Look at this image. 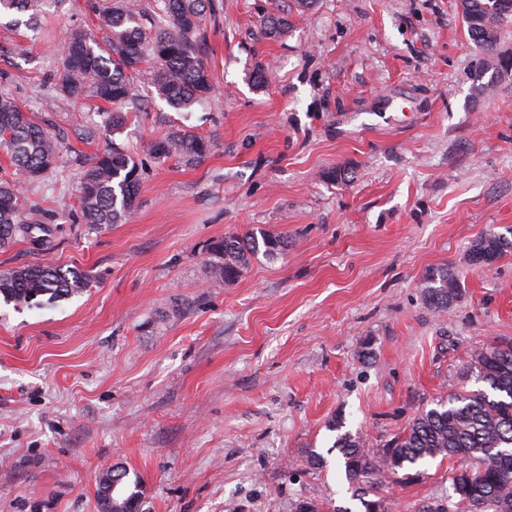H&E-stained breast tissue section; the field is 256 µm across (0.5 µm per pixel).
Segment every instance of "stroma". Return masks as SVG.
I'll return each mask as SVG.
<instances>
[{
    "label": "stroma",
    "instance_id": "1",
    "mask_svg": "<svg viewBox=\"0 0 512 512\" xmlns=\"http://www.w3.org/2000/svg\"><path fill=\"white\" fill-rule=\"evenodd\" d=\"M94 2L57 0L24 36L0 27V89L63 141L53 174L23 185L52 232L0 250V268L90 280L51 305L0 302V512H100L113 466L140 478L142 512H359L331 420L380 451L477 389L475 348L512 340V251L468 257L512 239V75L482 72L458 0H316L275 38L261 19L277 0H217L201 42L214 97L179 112L145 93L114 139L85 141L106 104L51 84ZM175 127L211 139L198 165L149 157ZM111 141L140 188L128 221L91 230L74 185ZM254 227L286 253L210 280L208 244ZM437 267L462 289L441 312L422 290ZM453 467L404 468L380 494L391 512L447 503ZM487 240V244H483V240ZM512 249V241L509 240L506 237H501L500 235L496 234H487L484 237H481L479 240L474 242V244L471 246L469 250V256L471 262H473L474 265V259L477 255L482 254L484 251H489V253L492 256H495V258H498L500 255H502L504 252H507L508 250Z\"/></svg>",
    "mask_w": 512,
    "mask_h": 512
}]
</instances>
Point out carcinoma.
Masks as SVG:
<instances>
[{
	"instance_id": "obj_1",
	"label": "carcinoma",
	"mask_w": 512,
	"mask_h": 512,
	"mask_svg": "<svg viewBox=\"0 0 512 512\" xmlns=\"http://www.w3.org/2000/svg\"><path fill=\"white\" fill-rule=\"evenodd\" d=\"M512 0H470L462 13L470 37L485 51L499 42L503 25L495 19ZM52 0H0V10L14 11L8 26L31 30L41 8ZM215 10V0H154L145 11L139 0H104L95 9L105 39L99 41L81 29L64 42L55 74L56 87L67 98H94L117 110L100 112V121L82 125L81 139L93 141L101 133H116L128 114L144 111L140 92L145 84L169 106L187 110L214 92L201 51L200 29L205 16ZM265 33L277 37L288 30V12L278 10L263 16ZM0 147L11 166L29 181H36L56 168L58 140L48 124L38 122L17 100L0 91ZM210 139L175 128L151 141L149 154L158 160L175 158L186 166L203 160L211 151ZM140 185V169L130 151L111 144L84 165L75 192L80 206L77 221L91 228L125 222L133 214ZM26 197L13 182L0 180V249L19 239L34 244L50 232L48 217H26L31 211ZM285 238L265 230H248L209 245L206 267L210 277L231 282L253 260L274 259L285 254ZM512 249V241L496 234L479 239L469 250L470 259L487 251L498 257ZM85 273L76 267L27 264L0 270V300L14 308L37 307L47 301L68 300L88 287ZM423 293L437 311L445 310L461 288L448 269L429 272ZM476 381L486 389L459 391L416 417L404 434L381 452L365 448L358 435L344 433L333 447L342 456V466L351 489V499L364 512H389L379 496L383 475L406 466H417L439 456L465 461L451 476L457 498L455 508L426 506L422 512H512V343L484 344L471 354ZM112 472L114 512H140L143 485L128 480L127 470Z\"/></svg>"
}]
</instances>
